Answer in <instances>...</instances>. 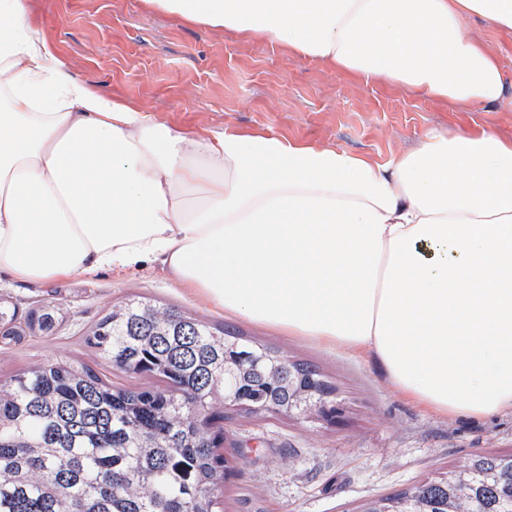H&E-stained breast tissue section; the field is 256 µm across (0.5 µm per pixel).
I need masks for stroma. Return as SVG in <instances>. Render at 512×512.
Instances as JSON below:
<instances>
[{
    "label": "stroma",
    "instance_id": "1",
    "mask_svg": "<svg viewBox=\"0 0 512 512\" xmlns=\"http://www.w3.org/2000/svg\"><path fill=\"white\" fill-rule=\"evenodd\" d=\"M27 3L79 80L181 131L284 134L380 163L416 150L433 131L485 130L512 141V33L479 17L470 19V33L498 60L509 92L495 105L466 109L404 86L346 76L294 57L270 39L246 41L184 22L145 0ZM0 296L23 307L52 302L63 316L54 335L27 336L0 349L2 380L38 363L69 360L118 387H156V379L112 367L84 342V329L138 296L315 368L335 389L336 419L225 407L227 470L218 486L224 512H364L373 500L447 479L473 455L512 456V412L484 419L440 415L396 391L376 362L229 317L156 262L46 284L1 276Z\"/></svg>",
    "mask_w": 512,
    "mask_h": 512
}]
</instances>
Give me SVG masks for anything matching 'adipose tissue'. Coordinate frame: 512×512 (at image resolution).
<instances>
[{
    "mask_svg": "<svg viewBox=\"0 0 512 512\" xmlns=\"http://www.w3.org/2000/svg\"><path fill=\"white\" fill-rule=\"evenodd\" d=\"M149 2L463 107L504 96L466 27L512 30V0ZM149 260L230 316L371 355L439 413L512 411V142L433 133L381 164L178 131L77 79L25 0H0V275Z\"/></svg>",
    "mask_w": 512,
    "mask_h": 512,
    "instance_id": "obj_1",
    "label": "adipose tissue"
}]
</instances>
